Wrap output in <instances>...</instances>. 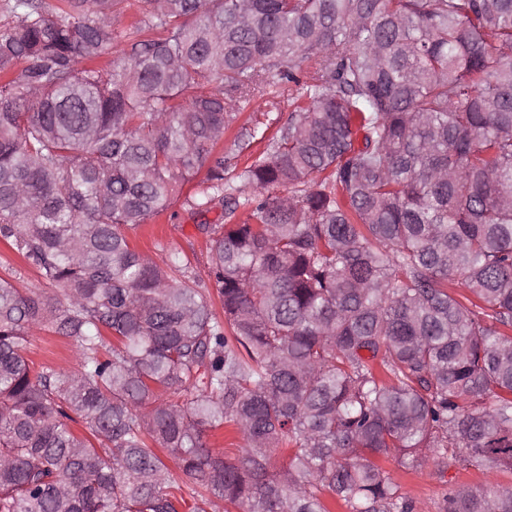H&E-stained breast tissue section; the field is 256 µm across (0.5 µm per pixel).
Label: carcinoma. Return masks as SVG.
Segmentation results:
<instances>
[{"mask_svg":"<svg viewBox=\"0 0 512 512\" xmlns=\"http://www.w3.org/2000/svg\"><path fill=\"white\" fill-rule=\"evenodd\" d=\"M8 2L0 242L52 293L0 278V512H414L380 461L512 472V0H139L120 31L125 0ZM307 59L242 199L214 147ZM202 169L222 319L132 242ZM34 328L76 369L28 358ZM229 426L236 463L206 446ZM441 512H512V484Z\"/></svg>","mask_w":512,"mask_h":512,"instance_id":"carcinoma-1","label":"carcinoma"}]
</instances>
